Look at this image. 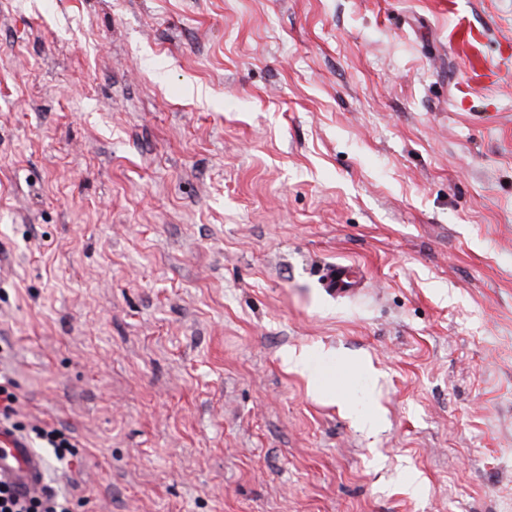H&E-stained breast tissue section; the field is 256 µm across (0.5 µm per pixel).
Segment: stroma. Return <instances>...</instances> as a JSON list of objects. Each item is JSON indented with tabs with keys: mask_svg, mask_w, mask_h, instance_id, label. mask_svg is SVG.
Listing matches in <instances>:
<instances>
[{
	"mask_svg": "<svg viewBox=\"0 0 512 512\" xmlns=\"http://www.w3.org/2000/svg\"><path fill=\"white\" fill-rule=\"evenodd\" d=\"M458 24L512 0H0V373L73 512H512V78ZM484 34L473 27L460 25L454 35L457 48L467 50L465 56V79L469 85L492 87L497 85L504 75L505 67L512 66V40H505L506 48L500 46L496 58H490L485 53L473 51L475 44L483 41ZM510 50V52H509ZM352 267L353 264L335 263L323 268V287L330 295H353L361 291L363 283L352 275ZM282 366L292 373L300 375L307 381L309 392L318 398L336 405V401L344 408L354 421L370 430L375 429L378 419L372 412L350 405L340 398L345 386L337 382L335 372L336 356L322 348L302 347L287 348L280 353ZM31 432L36 438L41 440L45 446L43 448H52L57 461L65 462L74 457L75 448H79L72 437L62 429L50 426H33Z\"/></svg>",
	"mask_w": 512,
	"mask_h": 512,
	"instance_id": "1",
	"label": "stroma"
}]
</instances>
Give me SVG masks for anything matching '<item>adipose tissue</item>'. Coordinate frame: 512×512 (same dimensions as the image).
Returning <instances> with one entry per match:
<instances>
[{"mask_svg": "<svg viewBox=\"0 0 512 512\" xmlns=\"http://www.w3.org/2000/svg\"><path fill=\"white\" fill-rule=\"evenodd\" d=\"M282 366L300 375L307 382L310 393L329 403L339 401L345 387L334 375L336 357L328 350L303 347L289 348L280 354Z\"/></svg>", "mask_w": 512, "mask_h": 512, "instance_id": "1", "label": "adipose tissue"}]
</instances>
